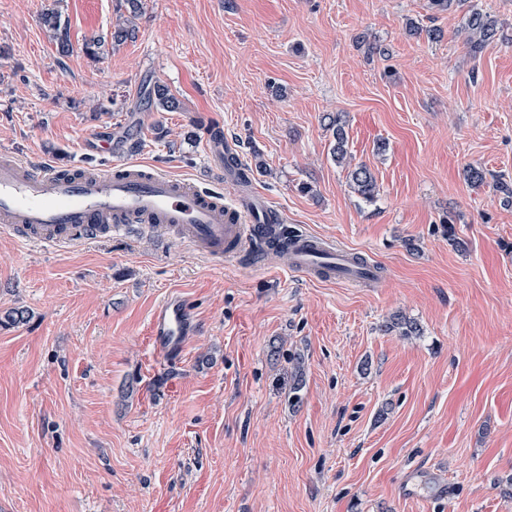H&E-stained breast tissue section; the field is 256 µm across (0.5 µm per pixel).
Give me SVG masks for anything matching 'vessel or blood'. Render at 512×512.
<instances>
[{"instance_id":"b4317fda","label":"vessel or blood","mask_w":512,"mask_h":512,"mask_svg":"<svg viewBox=\"0 0 512 512\" xmlns=\"http://www.w3.org/2000/svg\"><path fill=\"white\" fill-rule=\"evenodd\" d=\"M210 140L223 143L224 178L235 182L240 172L236 144L218 133ZM272 222L291 251V271L322 281L370 278V270L355 263L353 250L288 227L287 216L261 194L230 196L121 156L107 169L65 171L0 151V232L25 242L65 247L147 232L160 242L179 239L217 265H257L265 257ZM191 327L184 298H164L150 321L155 350L167 359L177 357Z\"/></svg>"}]
</instances>
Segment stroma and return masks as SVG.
<instances>
[{"instance_id": "1", "label": "stroma", "mask_w": 512, "mask_h": 512, "mask_svg": "<svg viewBox=\"0 0 512 512\" xmlns=\"http://www.w3.org/2000/svg\"><path fill=\"white\" fill-rule=\"evenodd\" d=\"M143 3L94 61L119 0H0V149L64 165L108 135L230 194L221 128L251 189L383 278L0 234V309L27 317L0 327V512H512V0H468L505 33L474 57L462 10L431 0ZM158 82L181 111L155 108ZM336 116L373 201L333 158ZM171 294L198 330L165 360L150 318ZM397 314L417 332L386 331ZM43 23L50 31L58 52L61 55L68 54L70 51L68 20L63 19L59 11H51L44 15ZM120 19L118 25H116L114 27V30L110 33L109 40L108 37H98L93 38L86 43L85 51L90 58L94 60L100 59L107 51L106 49L108 47V43H110L112 47V44L119 45L128 40L129 38H133L135 28L124 26L127 25L125 21L128 22V19L122 22Z\"/></svg>"}]
</instances>
